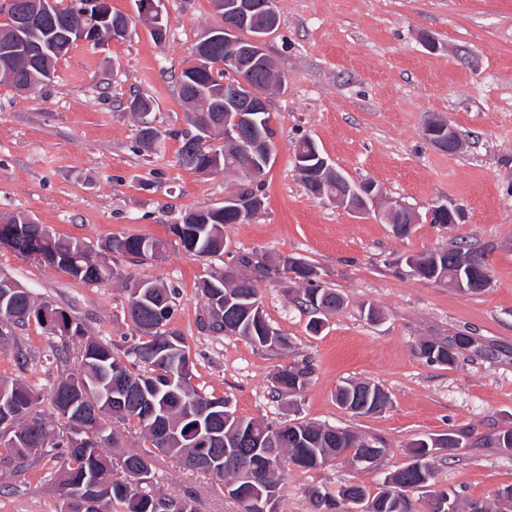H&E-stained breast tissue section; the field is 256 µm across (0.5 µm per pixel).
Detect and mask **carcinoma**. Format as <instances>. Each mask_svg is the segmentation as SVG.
Wrapping results in <instances>:
<instances>
[{
  "mask_svg": "<svg viewBox=\"0 0 512 512\" xmlns=\"http://www.w3.org/2000/svg\"><path fill=\"white\" fill-rule=\"evenodd\" d=\"M85 0H71L47 16L42 28L24 33L16 40V66L10 76H3L17 91L34 92L44 86L38 76L42 69L55 70V63L80 39L79 30L91 23L84 18ZM109 13L99 22L94 41H104L111 29L124 22L125 15ZM39 41L44 48L43 64L29 66L27 44ZM227 79L218 69L207 73L193 65L179 76L180 93L185 101H194L199 111L190 112L187 121L200 127L210 119L209 132L224 130V100L213 97L211 86ZM197 136L185 135L179 162L197 171L203 170V159L196 156ZM233 215H219L211 209L190 212L182 222L180 244L190 256L224 255V225L234 224ZM44 226L23 215H12L0 221V236L5 245L20 255H36L52 262L55 255L68 257L62 267L66 273L85 283H104L120 277L119 269L106 262L107 254H120L138 259H157L166 252L161 239L123 237L108 240L93 248L80 241L49 237L41 240ZM471 253L481 267L473 269V290L490 283L483 253L462 246L422 253L409 259L412 271L434 281L454 282L456 259L460 253ZM237 267L251 270L252 275L231 270L216 271L200 285L205 303L196 317L198 333L205 336H239L259 349L286 350L288 337L265 321L259 325L241 321L245 308L260 302L258 283L269 270L248 254H240ZM283 268L301 286L300 306L311 313L310 331L322 328V318L343 308L344 298L319 281L316 268L299 257L287 256ZM145 288L134 294L129 288L128 318L138 340L123 353L112 348V342L87 334L83 323L68 315L53 302L36 301L31 293L6 275H0V338L9 339L14 330L34 320L59 338V360L64 366L50 391L54 419L48 420L35 411L42 401L41 390L29 382L0 378V471L21 474L36 465L45 455L62 448L65 465L52 477L60 512H153L156 496L153 489L154 451L177 460L199 454L201 437L214 433L219 439L209 446L213 459L211 475L219 490L229 489V497L237 501L241 512H256L253 497L262 492L279 502L285 473L270 463V454L291 458L304 470L325 466L340 456L353 462L365 456L377 464L387 452L386 442L377 437H362L343 429L328 428L311 422H295L281 428L261 419L237 417L238 426L224 427L228 411L224 397L199 391L192 379L194 362L183 336L171 329H156L163 317L171 321L176 311V289L154 281H144ZM77 345V366L70 367V346ZM499 346L470 332H457L444 339L422 341L418 355L429 363L454 366L461 357L473 354L492 357ZM133 358L127 363V358ZM139 366L132 372L129 365ZM313 374L308 361L285 365L273 375L274 393H296L305 388ZM336 401L345 409L366 404L365 413L380 411L388 403V395L380 387L366 382L350 381L336 390ZM117 419L136 425L150 446L138 451L112 453L117 435L108 428L107 420ZM471 438V433L452 430L446 433L448 456L453 457ZM236 446V455L224 464V444ZM476 445L512 448V429L505 428L480 437ZM433 448L424 439L410 443L409 463L392 473L384 487L373 494L361 486H345L337 494L314 490L311 496L317 512H350L352 501L360 500L367 512H432L429 501L398 493L402 482L432 485L435 474L430 464ZM140 472L138 489L125 496L104 494L91 510L80 499L72 497L73 488L88 481L104 479L119 483L127 472Z\"/></svg>",
  "mask_w": 512,
  "mask_h": 512,
  "instance_id": "1",
  "label": "carcinoma"
}]
</instances>
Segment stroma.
Returning a JSON list of instances; mask_svg holds the SVG:
<instances>
[{
	"mask_svg": "<svg viewBox=\"0 0 512 512\" xmlns=\"http://www.w3.org/2000/svg\"><path fill=\"white\" fill-rule=\"evenodd\" d=\"M131 18L125 37L100 46L76 41L40 91L21 93L0 79V218L32 217L53 234L95 246L112 237L166 241L157 260L109 261L121 277L101 284L77 280L40 258L0 246V272L34 297L52 301L86 325L89 335L124 349L133 344L128 288L153 280L177 288L171 330L185 337L195 363L193 383L224 397L236 415L278 425L292 420L383 438L377 466L356 470L338 460L292 470L279 512H314L310 492L358 484L378 491L410 461L417 438L458 428L481 436L512 428V0H278V30L266 50L287 78L270 96L276 132L271 162L257 185L260 212L224 227L223 257L186 255L172 225L185 213L222 206L236 178L206 175L179 164L188 106L177 85L193 65L194 45L222 26L212 0H166L168 33L156 42L135 0H108ZM151 102L161 133L156 147L138 140L133 98ZM444 120L462 148L442 152L424 137ZM313 138L351 180L378 184L386 200L419 214L437 204L459 207L461 223L420 222L394 234L377 214L357 216L313 198L293 164V148ZM468 241L486 254L490 285L463 294L448 282L413 275L406 259ZM249 254L270 273L260 285L270 324L288 336L277 353L233 336L199 335L200 284L236 254ZM285 256L314 265L324 287L344 299L319 333L295 303L298 286ZM375 308L377 319L367 317ZM470 331L510 349L507 357L461 358L453 367L426 362L419 342ZM60 346L37 323L0 341V377L50 392ZM311 360L307 386L275 394L279 366ZM349 381L381 387V411L355 416L339 407L337 388ZM434 485L458 496L459 512L493 505L512 486V451L465 448L455 459H430ZM64 459L46 455L24 476L0 471V512H56L50 483ZM157 490L192 492L197 512H238L213 493L210 475L157 456Z\"/></svg>",
	"mask_w": 512,
	"mask_h": 512,
	"instance_id": "35a3bbf8",
	"label": "stroma"
}]
</instances>
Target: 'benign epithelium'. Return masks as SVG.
<instances>
[{"mask_svg": "<svg viewBox=\"0 0 512 512\" xmlns=\"http://www.w3.org/2000/svg\"><path fill=\"white\" fill-rule=\"evenodd\" d=\"M139 17L156 30L165 28V0H137ZM54 0H27L23 9L15 15L14 31L0 39V72L9 70L14 62V41L21 29L36 27L42 16L51 13ZM215 10L230 18V22L211 29L197 46L199 66L204 71L224 68L237 75V81L227 85L220 83L215 89L224 98V111L233 115L224 122V143L236 148L245 168L254 177H261L270 164L274 137L265 134L260 118L270 111L268 94L255 88L253 77L259 72L276 73L275 62L264 49L265 37L270 30L279 27L277 0H214ZM224 44V61L216 60L212 47ZM425 137L436 148L453 154L461 147L457 131L449 123L436 120L425 129ZM293 162L301 176H316L330 172L336 180L345 177L327 157L313 150L308 155L303 150L294 151ZM383 191L374 182L346 183L345 191L335 196L322 197L325 203L343 207L355 215H366L379 210ZM391 224H417L420 215L405 205L389 204ZM427 493L436 512H454L450 498L443 493Z\"/></svg>", "mask_w": 512, "mask_h": 512, "instance_id": "benign-epithelium-1", "label": "benign epithelium"}]
</instances>
